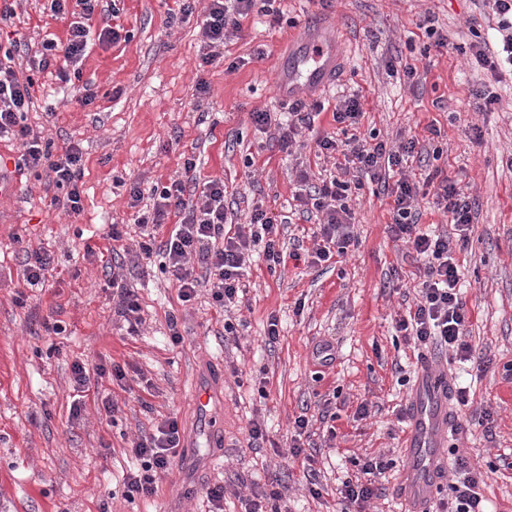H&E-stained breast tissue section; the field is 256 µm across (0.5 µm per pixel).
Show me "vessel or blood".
<instances>
[{"label": "vessel or blood", "mask_w": 512, "mask_h": 512, "mask_svg": "<svg viewBox=\"0 0 512 512\" xmlns=\"http://www.w3.org/2000/svg\"><path fill=\"white\" fill-rule=\"evenodd\" d=\"M343 42L308 34L299 52L280 63L279 90L294 97L299 89L318 91L330 83L342 61ZM453 381L432 355L419 364L413 391L406 403L404 434L405 464L395 487L406 512H429L439 486L448 475V432L452 425L450 391ZM212 383L198 381L193 403L210 447L224 443Z\"/></svg>", "instance_id": "1"}]
</instances>
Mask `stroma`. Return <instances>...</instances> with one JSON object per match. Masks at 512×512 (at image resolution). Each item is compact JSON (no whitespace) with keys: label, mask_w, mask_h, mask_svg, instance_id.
Returning <instances> with one entry per match:
<instances>
[{"label":"stroma","mask_w":512,"mask_h":512,"mask_svg":"<svg viewBox=\"0 0 512 512\" xmlns=\"http://www.w3.org/2000/svg\"><path fill=\"white\" fill-rule=\"evenodd\" d=\"M46 0H0V37L18 32L27 41L65 40L69 22L45 11ZM174 0H121L118 21L132 39L95 43L82 62L83 81L61 86L43 76V86L27 123L55 143L76 142L83 152V209L67 215L52 200L57 193L33 173L17 174L19 147L0 141V512H207L206 490L225 487L224 512H242L243 497L267 490L277 474L279 504L285 512H341V482L359 474L358 464L377 454L395 465L379 476L372 512H403L394 493L403 469L405 422L410 396L402 375L418 370L413 347L395 327L405 315L404 296L417 281L414 252L386 234L389 200L374 185L354 191L351 206L359 244L344 257L317 268L287 261L277 272L253 263L242 279L244 297L230 315L217 312L207 293L185 303L177 288L147 260L126 255L123 273L141 300L143 323L137 334L117 313L109 280L112 254L103 235L109 225L135 233L127 205L131 186L148 187L183 172L187 158L197 168L191 183L223 179L226 204L264 208L291 219L285 237L305 238L314 221L295 213L293 194L300 168L313 182L325 179L332 162L318 156L316 141L335 131L337 100L359 95L362 136L378 132L392 141L417 137L426 150L441 149L437 165L475 201L470 243L459 253L462 297L472 313L469 340L490 359L486 371L468 363L448 370L470 390L458 413L465 428L455 439L457 453L480 465L494 464L484 494L497 512H512V78L493 82L489 72L469 61L475 35L493 41V20L481 16L475 0H333L323 13L316 0H281L297 26L270 27L264 18L243 22L242 38L227 42L224 58L199 67L202 20L193 13L170 20ZM432 16L447 31L446 54L425 52L419 24ZM326 21V34L350 40L335 81L305 103L320 101L323 111L302 146L287 155L268 143L269 132L255 126L256 110L281 113L291 101L277 91L281 52L297 40L307 20ZM416 68L415 86L397 76ZM209 92H195L198 81ZM100 93L83 104L84 84ZM491 86L500 102L480 108L476 88ZM436 133H429V126ZM253 166H245V158ZM48 249L53 258L45 287L27 290L17 305L21 259L13 236ZM176 314L183 343L172 345L168 314ZM276 314L280 338L266 340L267 318ZM243 321L238 343L224 340V320ZM63 326L47 332L43 321ZM330 344L335 357L321 366L316 346ZM88 369L118 362L125 386L102 379L89 391L79 418H72L71 366ZM220 384L219 424L224 445L201 479L190 461L208 455L205 440L185 449L161 476L155 496L128 502L123 479L133 469L134 439L177 416L186 436L198 426L189 388L205 375ZM268 379L266 396L253 386ZM111 396L113 421L100 415L101 399ZM367 405L369 414L356 411ZM492 421H483L485 409ZM312 419L310 439L321 497L305 485L300 461L285 457L292 423ZM263 422L267 438L251 444L250 421Z\"/></svg>","instance_id":"35a3bbf8"}]
</instances>
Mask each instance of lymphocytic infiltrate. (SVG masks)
Returning <instances> with one entry per match:
<instances>
[{"instance_id": "1", "label": "lymphocytic infiltrate", "mask_w": 512, "mask_h": 512, "mask_svg": "<svg viewBox=\"0 0 512 512\" xmlns=\"http://www.w3.org/2000/svg\"><path fill=\"white\" fill-rule=\"evenodd\" d=\"M77 2L78 17H71L70 2ZM99 0H50L55 16L70 17L65 41L46 39L29 56L28 70L12 66L15 55L23 50L20 40L0 45V138L19 141L21 150L17 168L43 174L64 191L55 198L57 208L70 214L82 210L78 183L83 176V153L77 143L56 146L53 139L35 133L26 122L33 103L37 74L54 70L56 77L69 84L81 79L80 65L93 41L120 43L123 25H95ZM487 13L495 18L498 50H490L487 42L471 44L476 64L490 71L495 78L512 73V0H481ZM269 17L271 24H282V12L274 8L273 0H209L202 23L204 51L201 66L214 64L224 55V44L240 36L242 21L249 15ZM296 109L285 122L276 124L270 112L251 114L258 127L277 125L276 145L288 152L296 143L301 130L310 128L314 112ZM363 115L359 96L339 101L332 113L336 134L319 137L321 154H339L344 158L341 175L313 183L307 171H300L299 187L294 195L302 212L317 215L319 222L308 249V266L330 261L334 256H346L358 245L354 213L350 207L353 190L362 189L364 181L383 182L391 199V220L386 232L393 241L409 245L420 257L419 281L414 307L406 317L398 319L396 330L405 341L412 343L418 357L439 349L450 361L473 363L477 370L490 366L489 359L475 353L467 341L470 317L460 296V274L457 255L470 240L474 202L456 183L443 177L440 168H432L424 177H417L412 164L419 154V141L408 138L390 145L378 135L363 138L354 129ZM433 190L434 203L448 220L446 233L422 230L417 222V204L422 187ZM186 184L172 178L165 184H154L150 191L131 187L129 208L140 230L139 251L158 259V267L178 290L181 301L195 299L199 288L210 291L215 307L226 310L237 306L241 291L240 276L250 267L255 256H262L269 271L284 266V244L280 240L281 215L263 206H253L244 221L224 205L226 189L222 179L206 181L194 199H186ZM151 198L149 209H140L143 198ZM174 227L164 242H157L156 233L166 220ZM183 433L177 418L163 419L154 433L138 438L131 451L137 468L124 479L123 496L132 502L152 496L161 474L167 472L177 456ZM392 466L391 461L377 456L365 459L361 471L368 482L345 480L340 490L345 503L343 512H366L373 499L372 480ZM455 478L450 488L452 496L441 504V512H484L482 487L486 473L479 465L457 459Z\"/></svg>"}]
</instances>
